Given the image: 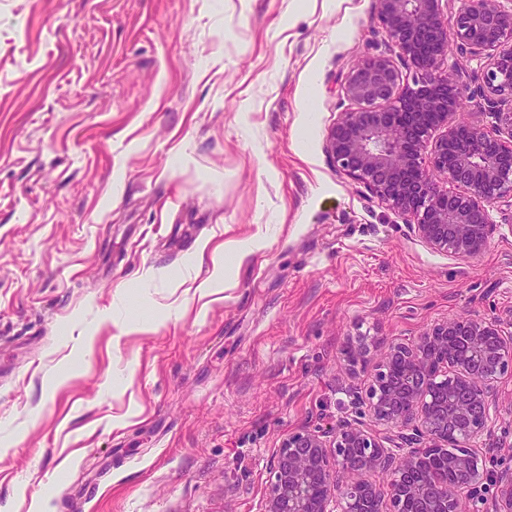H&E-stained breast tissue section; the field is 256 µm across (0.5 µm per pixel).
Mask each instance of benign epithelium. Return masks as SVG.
Segmentation results:
<instances>
[{
    "label": "benign epithelium",
    "instance_id": "benign-epithelium-1",
    "mask_svg": "<svg viewBox=\"0 0 512 512\" xmlns=\"http://www.w3.org/2000/svg\"><path fill=\"white\" fill-rule=\"evenodd\" d=\"M373 9L384 50L346 73L347 105L325 150L424 246L469 260L487 247L493 212L512 223V0H373ZM451 41L481 73L448 61ZM467 90L492 125L456 123ZM344 355L351 375L369 376L370 423L289 432L261 512H512V470L490 475L474 447L491 436L499 384L512 374V332L500 319H447L374 353L351 341Z\"/></svg>",
    "mask_w": 512,
    "mask_h": 512
}]
</instances>
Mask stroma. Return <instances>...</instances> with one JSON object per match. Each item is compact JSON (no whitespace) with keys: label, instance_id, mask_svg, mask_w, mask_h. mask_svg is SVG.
I'll use <instances>...</instances> for the list:
<instances>
[{"label":"stroma","instance_id":"1","mask_svg":"<svg viewBox=\"0 0 512 512\" xmlns=\"http://www.w3.org/2000/svg\"><path fill=\"white\" fill-rule=\"evenodd\" d=\"M382 45L372 0H0V512H260L288 432L356 411L347 339L512 320V223L431 251L324 149ZM265 234L257 233L245 240H228L216 251H224V288L234 286L233 273L238 270L257 252L268 246Z\"/></svg>","mask_w":512,"mask_h":512}]
</instances>
